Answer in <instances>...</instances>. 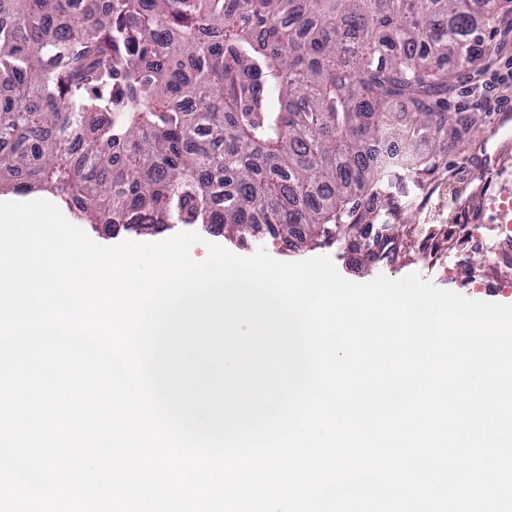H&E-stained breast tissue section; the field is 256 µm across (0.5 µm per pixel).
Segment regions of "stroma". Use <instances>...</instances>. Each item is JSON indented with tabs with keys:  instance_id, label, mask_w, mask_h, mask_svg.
Returning a JSON list of instances; mask_svg holds the SVG:
<instances>
[{
	"instance_id": "35a3bbf8",
	"label": "stroma",
	"mask_w": 512,
	"mask_h": 512,
	"mask_svg": "<svg viewBox=\"0 0 512 512\" xmlns=\"http://www.w3.org/2000/svg\"><path fill=\"white\" fill-rule=\"evenodd\" d=\"M491 39L500 46L495 64L479 73L460 71L453 88L441 96L449 111L465 113L468 122L441 143L439 168L418 177L399 171L390 177L388 201L375 218L388 225L395 244L386 257L367 256L341 236L288 248L266 234L227 239L208 232L193 245L192 255L204 261L212 243L239 256L262 247L283 262L326 255L351 282L416 273L467 299L512 305V258L492 265L485 256L487 243L499 235L503 207L512 206V100L499 101L495 108L508 117L498 129L478 106L482 97L499 94L493 76L512 65V34L498 31Z\"/></svg>"
}]
</instances>
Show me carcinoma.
I'll list each match as a JSON object with an SVG mask.
<instances>
[{
	"label": "carcinoma",
	"instance_id": "cac0c4a2",
	"mask_svg": "<svg viewBox=\"0 0 512 512\" xmlns=\"http://www.w3.org/2000/svg\"><path fill=\"white\" fill-rule=\"evenodd\" d=\"M500 0H0V187L105 228L357 232L375 141L465 125L432 101L490 63ZM404 111L393 112V103Z\"/></svg>",
	"mask_w": 512,
	"mask_h": 512
}]
</instances>
